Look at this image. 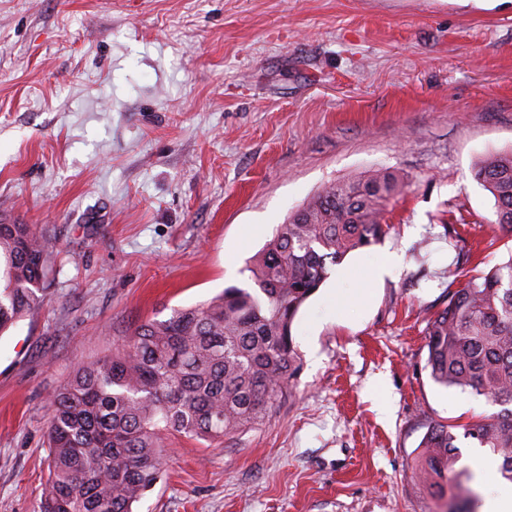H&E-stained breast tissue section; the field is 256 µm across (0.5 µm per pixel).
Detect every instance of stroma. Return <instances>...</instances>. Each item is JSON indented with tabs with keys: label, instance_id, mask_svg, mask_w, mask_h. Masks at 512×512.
<instances>
[{
	"label": "stroma",
	"instance_id": "stroma-1",
	"mask_svg": "<svg viewBox=\"0 0 512 512\" xmlns=\"http://www.w3.org/2000/svg\"><path fill=\"white\" fill-rule=\"evenodd\" d=\"M512 148V0H0V214L56 243L0 335V512H37L49 397L129 326L225 287L325 185L404 173L388 234L296 316L263 424L168 439L134 512H434L429 426L498 412L436 383L448 275L512 254L473 177Z\"/></svg>",
	"mask_w": 512,
	"mask_h": 512
}]
</instances>
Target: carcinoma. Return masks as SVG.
Listing matches in <instances>:
<instances>
[{
  "label": "carcinoma",
  "mask_w": 512,
  "mask_h": 512,
  "mask_svg": "<svg viewBox=\"0 0 512 512\" xmlns=\"http://www.w3.org/2000/svg\"><path fill=\"white\" fill-rule=\"evenodd\" d=\"M473 176L494 198L497 223L512 237V151L480 160ZM404 176L374 169L331 183L290 212L245 267L252 288L237 286L168 318L137 324L110 355L79 364L50 397L49 478L39 512H134L162 478L164 439L177 432L222 440L263 422L288 394L299 369L293 322L347 254L386 235L387 206ZM46 234L0 219V335L45 300ZM432 379L468 390L500 410L462 426L463 437L500 459L512 480V253L448 289L429 323ZM456 426L436 423L413 460L438 512L472 494L456 471Z\"/></svg>",
  "instance_id": "obj_1"
}]
</instances>
